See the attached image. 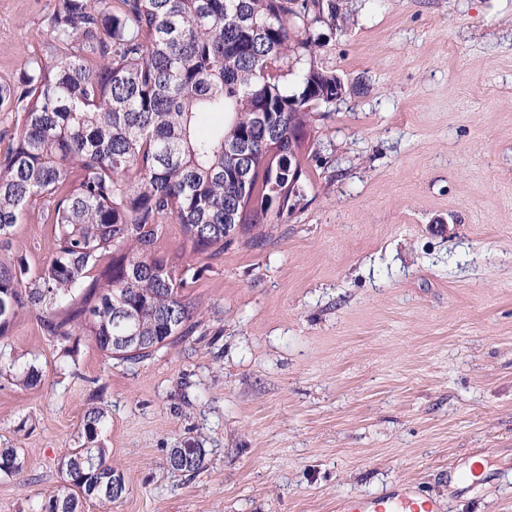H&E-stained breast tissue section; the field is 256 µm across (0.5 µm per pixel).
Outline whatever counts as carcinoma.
Here are the masks:
<instances>
[{
	"mask_svg": "<svg viewBox=\"0 0 512 512\" xmlns=\"http://www.w3.org/2000/svg\"><path fill=\"white\" fill-rule=\"evenodd\" d=\"M337 16L336 0H58L19 89L0 91L17 113L0 158V336L32 311L66 353L84 334L107 357L137 361L187 334L183 291L197 270L154 256L163 224L181 225L195 252L220 253L303 199L306 129L339 90L313 62L311 27ZM290 59L307 61L291 83ZM233 140L249 154L226 149ZM37 202L54 252L29 277L24 258L1 251ZM128 334L139 343L114 340ZM6 374L39 378L0 351ZM104 423L103 408L89 410L86 442ZM206 455L190 444L168 465L195 473ZM21 469L1 448L0 476ZM60 471V490L35 512H81L84 500L112 504L126 492L104 448L72 449Z\"/></svg>",
	"mask_w": 512,
	"mask_h": 512,
	"instance_id": "cac0c4a2",
	"label": "carcinoma"
}]
</instances>
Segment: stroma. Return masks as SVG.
Here are the masks:
<instances>
[{"label":"stroma","instance_id":"35a3bbf8","mask_svg":"<svg viewBox=\"0 0 512 512\" xmlns=\"http://www.w3.org/2000/svg\"><path fill=\"white\" fill-rule=\"evenodd\" d=\"M316 63L345 86L312 114L304 197L223 253L165 224L157 256L198 270L192 330L122 362L80 337L64 355L21 312L0 348L35 365L0 378V512H32L107 412L98 442L123 473L83 512H343L412 489L450 512H512V0H338ZM57 0H0V88L17 87ZM13 252L37 271L38 210ZM196 443L204 467L167 465ZM492 481L448 496V470Z\"/></svg>","mask_w":512,"mask_h":512}]
</instances>
